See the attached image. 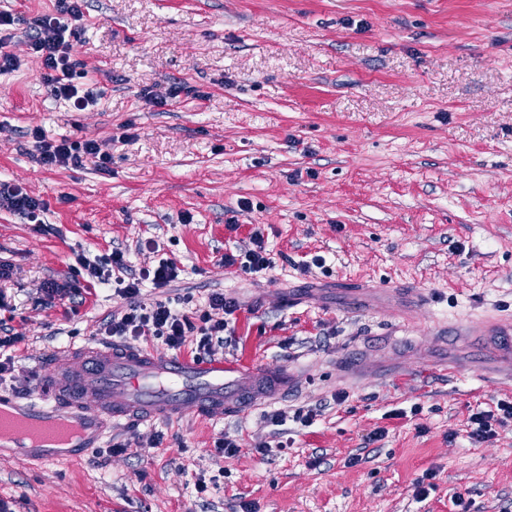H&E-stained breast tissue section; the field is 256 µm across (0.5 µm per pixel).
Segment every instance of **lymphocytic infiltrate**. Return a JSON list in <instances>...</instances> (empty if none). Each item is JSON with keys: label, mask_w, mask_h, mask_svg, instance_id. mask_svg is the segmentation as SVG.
Returning a JSON list of instances; mask_svg holds the SVG:
<instances>
[{"label": "lymphocytic infiltrate", "mask_w": 512, "mask_h": 512, "mask_svg": "<svg viewBox=\"0 0 512 512\" xmlns=\"http://www.w3.org/2000/svg\"><path fill=\"white\" fill-rule=\"evenodd\" d=\"M85 14L81 0H55L54 11L32 17L25 35L34 54L42 60L44 80L51 94L58 99L72 102L75 110L84 111L97 105L99 91L84 70L82 63L72 54L70 38L74 23L83 21ZM34 157L38 164L47 168L82 166L93 161L100 171H108L111 156L95 141L71 139H46L40 130H32ZM0 210H6L27 219L28 223L41 221L44 203L25 188L0 182ZM76 273L87 288L111 283L115 294L125 301L124 308L107 316L102 324L103 335L122 340H139L148 337L160 340L168 350L181 351L188 336H197V352L209 355L222 348L224 334L231 328L230 317L239 308L238 303L212 293L208 308L198 316L175 311L169 301L155 299L145 301L142 296L144 283L154 288H165L180 273L175 259L164 258L157 265L130 273L123 251L113 250L110 255L89 258L77 255Z\"/></svg>", "instance_id": "lymphocytic-infiltrate-1"}]
</instances>
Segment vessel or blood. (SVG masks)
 <instances>
[{"instance_id": "1", "label": "vessel or blood", "mask_w": 512, "mask_h": 512, "mask_svg": "<svg viewBox=\"0 0 512 512\" xmlns=\"http://www.w3.org/2000/svg\"><path fill=\"white\" fill-rule=\"evenodd\" d=\"M293 386L285 369L93 340L71 349L64 363L38 370L32 401L0 391V414L17 426L0 446L17 449L26 461L62 463L94 447L112 425L241 414Z\"/></svg>"}]
</instances>
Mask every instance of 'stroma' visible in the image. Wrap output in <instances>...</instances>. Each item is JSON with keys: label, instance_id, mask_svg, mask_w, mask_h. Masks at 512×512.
<instances>
[{"label": "stroma", "instance_id": "1", "mask_svg": "<svg viewBox=\"0 0 512 512\" xmlns=\"http://www.w3.org/2000/svg\"><path fill=\"white\" fill-rule=\"evenodd\" d=\"M85 12L72 52L96 107L51 95L24 26L19 68L0 73V180L39 196L49 227L0 210L12 268L0 330L21 338L18 378L0 388L28 398L46 355L99 338L124 305L111 285L65 306L37 297L48 280L81 284L77 254L115 249L136 270L179 261L145 298L188 314L211 293L234 298L220 356L290 369L295 384L239 416L115 425L61 466L0 456V499L13 512H451L459 491L469 512H512V420L483 445L467 437L472 411L512 400V371L482 334L512 316V0H85ZM175 83L209 98L145 102ZM36 128L106 144L109 173L39 166ZM257 228L274 268L226 266ZM362 281L417 301L403 312ZM309 409L306 427L295 416ZM153 433L158 447L142 449ZM226 436L238 456L216 453ZM260 441L268 455L252 453ZM428 470L436 489L420 501Z\"/></svg>", "mask_w": 512, "mask_h": 512}]
</instances>
